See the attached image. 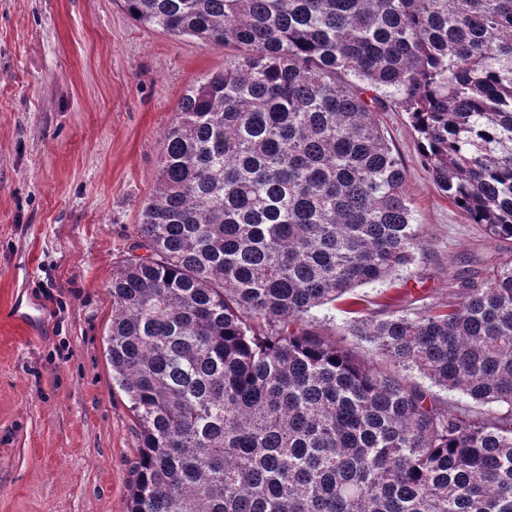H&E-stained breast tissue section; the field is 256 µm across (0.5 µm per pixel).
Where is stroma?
<instances>
[{"mask_svg": "<svg viewBox=\"0 0 512 512\" xmlns=\"http://www.w3.org/2000/svg\"><path fill=\"white\" fill-rule=\"evenodd\" d=\"M230 47L148 29L118 0H0V512H126L138 426L112 383V268L153 195L162 135ZM425 249L354 289L447 302L464 253L503 251L433 184L409 117L382 114Z\"/></svg>", "mask_w": 512, "mask_h": 512, "instance_id": "35a3bbf8", "label": "stroma"}]
</instances>
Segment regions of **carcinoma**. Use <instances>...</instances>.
<instances>
[{
  "mask_svg": "<svg viewBox=\"0 0 512 512\" xmlns=\"http://www.w3.org/2000/svg\"><path fill=\"white\" fill-rule=\"evenodd\" d=\"M119 2L239 50L181 97L147 254L112 272V381L141 439L127 512H512L511 257L469 261L446 304L350 322L378 367L313 315L424 250L389 101L512 251V0Z\"/></svg>",
  "mask_w": 512,
  "mask_h": 512,
  "instance_id": "carcinoma-1",
  "label": "carcinoma"
}]
</instances>
